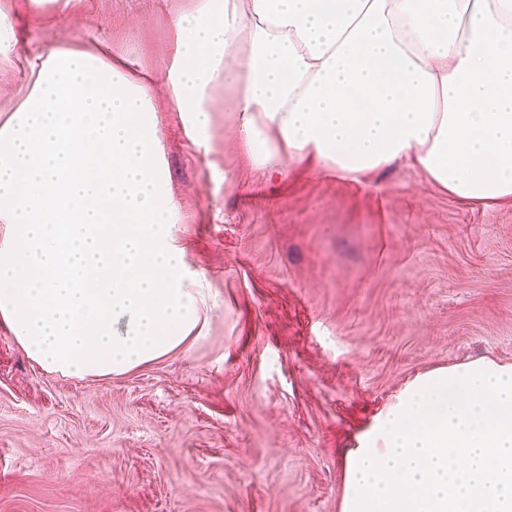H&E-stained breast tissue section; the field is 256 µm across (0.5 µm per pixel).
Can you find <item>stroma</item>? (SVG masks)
Wrapping results in <instances>:
<instances>
[{
    "instance_id": "35a3bbf8",
    "label": "stroma",
    "mask_w": 512,
    "mask_h": 512,
    "mask_svg": "<svg viewBox=\"0 0 512 512\" xmlns=\"http://www.w3.org/2000/svg\"><path fill=\"white\" fill-rule=\"evenodd\" d=\"M197 0H0V126L47 50L150 81L172 238L208 299L189 349L120 376L34 363L0 327V512H340L357 436L417 375L512 364V203L401 165L251 166L223 88L203 140L165 86Z\"/></svg>"
}]
</instances>
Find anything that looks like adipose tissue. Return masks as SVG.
Here are the masks:
<instances>
[{"label":"adipose tissue","instance_id":"adipose-tissue-1","mask_svg":"<svg viewBox=\"0 0 512 512\" xmlns=\"http://www.w3.org/2000/svg\"><path fill=\"white\" fill-rule=\"evenodd\" d=\"M173 29L190 134L230 87L253 166L404 163L462 201H512V0H198ZM33 74L0 128V326L69 377L189 348L204 297L169 235L150 87L66 49Z\"/></svg>","mask_w":512,"mask_h":512}]
</instances>
